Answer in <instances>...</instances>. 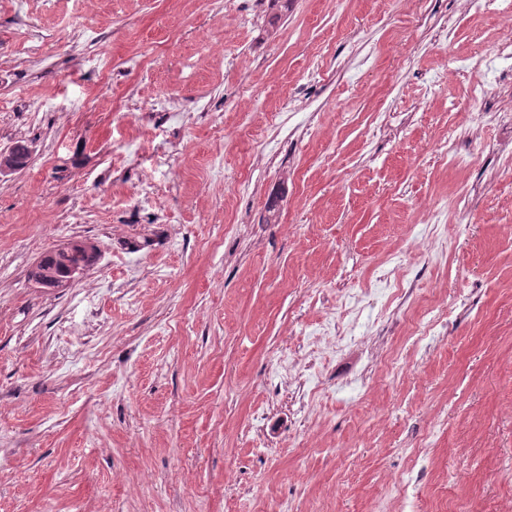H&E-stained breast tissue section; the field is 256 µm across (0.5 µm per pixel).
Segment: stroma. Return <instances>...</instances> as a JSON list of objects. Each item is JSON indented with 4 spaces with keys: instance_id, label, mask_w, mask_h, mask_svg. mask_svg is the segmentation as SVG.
<instances>
[{
    "instance_id": "obj_1",
    "label": "stroma",
    "mask_w": 512,
    "mask_h": 512,
    "mask_svg": "<svg viewBox=\"0 0 512 512\" xmlns=\"http://www.w3.org/2000/svg\"><path fill=\"white\" fill-rule=\"evenodd\" d=\"M510 10L0 0V512H393L425 439L437 512L512 499ZM364 291L406 374L314 344ZM65 250L69 252V256H67ZM94 250L95 249L92 245L79 241L65 248L50 251L38 262L35 270L32 272V277L36 282H38L47 281L50 278L61 275L64 267L62 259H66L69 263L80 266L72 268L68 279L55 288L66 287L71 284L78 275L83 273L85 268L82 267L90 265L93 259Z\"/></svg>"
}]
</instances>
